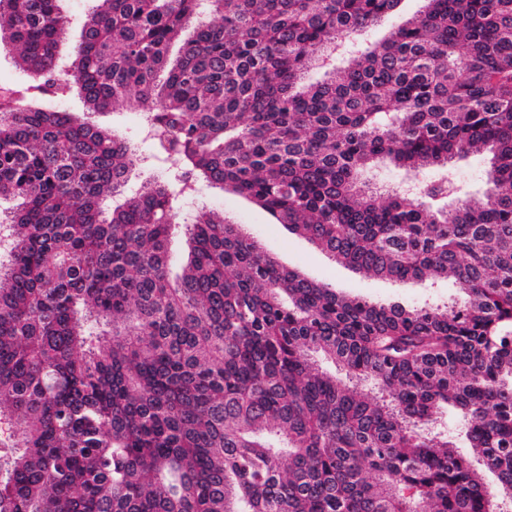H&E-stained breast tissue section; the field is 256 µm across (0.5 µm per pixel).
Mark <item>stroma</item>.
Returning a JSON list of instances; mask_svg holds the SVG:
<instances>
[{"instance_id":"stroma-1","label":"stroma","mask_w":512,"mask_h":512,"mask_svg":"<svg viewBox=\"0 0 512 512\" xmlns=\"http://www.w3.org/2000/svg\"><path fill=\"white\" fill-rule=\"evenodd\" d=\"M208 208L219 210L248 232L265 248L279 256L284 265L302 270L336 291L374 303H398L405 307L421 306L439 296L455 294L453 283L439 288L427 287L422 282L394 284L380 278L365 277L328 259L307 240L273 223L269 214L247 199L211 191Z\"/></svg>"}]
</instances>
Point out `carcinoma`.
Here are the masks:
<instances>
[{"instance_id": "1", "label": "carcinoma", "mask_w": 512, "mask_h": 512, "mask_svg": "<svg viewBox=\"0 0 512 512\" xmlns=\"http://www.w3.org/2000/svg\"><path fill=\"white\" fill-rule=\"evenodd\" d=\"M65 2L0 0V56L33 77L0 97V512H505L512 0H424L339 67L401 0H90L71 47ZM58 91L83 116L38 103ZM120 100L154 113L169 164L136 190L130 140L90 119ZM482 150L476 199L445 172ZM380 159L444 176L381 203L359 180ZM198 183L465 301L342 295L205 209L174 276Z\"/></svg>"}]
</instances>
